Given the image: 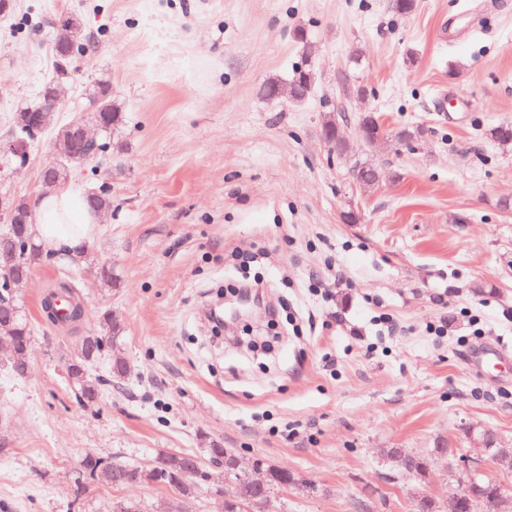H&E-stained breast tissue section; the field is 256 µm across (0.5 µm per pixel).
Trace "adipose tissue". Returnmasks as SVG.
Returning a JSON list of instances; mask_svg holds the SVG:
<instances>
[{"label": "adipose tissue", "mask_w": 512, "mask_h": 512, "mask_svg": "<svg viewBox=\"0 0 512 512\" xmlns=\"http://www.w3.org/2000/svg\"><path fill=\"white\" fill-rule=\"evenodd\" d=\"M97 227V216L88 208L78 185L55 190L37 203L33 231L45 250L57 251L86 241Z\"/></svg>", "instance_id": "adipose-tissue-1"}]
</instances>
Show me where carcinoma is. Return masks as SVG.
Masks as SVG:
<instances>
[{
	"mask_svg": "<svg viewBox=\"0 0 512 512\" xmlns=\"http://www.w3.org/2000/svg\"><path fill=\"white\" fill-rule=\"evenodd\" d=\"M54 35L52 54L58 61L68 63L77 55L86 52L91 38L87 35L81 20L75 15H61L53 23ZM95 121L102 126L104 136L95 142H84L71 135L70 125L56 126L55 112L47 97L30 107L23 109L13 116L12 124L17 141L27 144L42 136L49 129L56 130L55 140L58 144L61 164L52 178L45 181L48 188L53 183L65 181L78 172L79 160L91 152L97 159H105L106 167L112 166V131L123 124V115L112 103V92L109 85L97 82L90 93ZM357 183L374 186L382 178L379 169L373 166H358L353 170ZM0 198L6 201L15 216L22 220L20 224L7 223L0 228V285L5 284L4 267L18 265L29 272L35 264L47 257L55 258L52 253L44 254L41 245L30 232L33 223L31 206L21 200H16L6 194ZM88 200L101 208L112 207V197L105 183L97 185L96 190ZM16 310L11 315V325L4 330L12 342V361L8 362L9 372L17 377H23L28 368V352L31 343V329L28 319L22 311L19 302H13ZM120 327L113 323L110 316L105 314L101 319V331L82 339L77 352L70 359L67 369L71 383L83 401L92 403L99 397V382L90 377L88 367L103 353L111 352V375L123 377L128 371L126 359L117 349V339ZM208 462L224 468V475L232 479V485L225 490L224 512H259L268 494L274 489H286L297 485L294 474L286 469L270 466L267 468L268 479L264 486L257 487L238 471L237 459L234 454L219 444H213L207 449ZM397 466L407 475L424 483L429 473V461L422 456L409 455L399 448L389 450ZM203 466L197 458L180 452L159 454L154 462L147 466H136L121 461H105L101 458L87 457L81 464L84 477L92 478L95 474L107 470L110 477L108 484L116 488H126L145 484H160L171 487L178 492L183 503L195 500L205 483L191 475L195 466Z\"/></svg>",
	"mask_w": 512,
	"mask_h": 512,
	"instance_id": "carcinoma-1",
	"label": "carcinoma"
}]
</instances>
